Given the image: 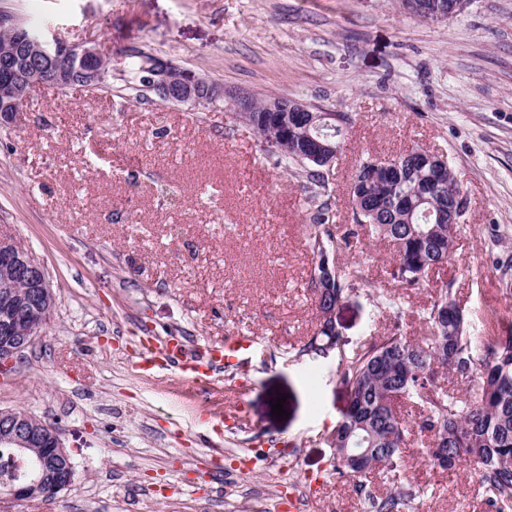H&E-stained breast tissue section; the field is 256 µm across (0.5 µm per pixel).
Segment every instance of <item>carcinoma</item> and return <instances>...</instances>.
Wrapping results in <instances>:
<instances>
[{
	"label": "carcinoma",
	"mask_w": 512,
	"mask_h": 512,
	"mask_svg": "<svg viewBox=\"0 0 512 512\" xmlns=\"http://www.w3.org/2000/svg\"><path fill=\"white\" fill-rule=\"evenodd\" d=\"M154 60L141 51L126 54L128 89L140 97L149 90L145 65ZM268 99H254L251 128L285 168L300 169L313 192L326 190V168L305 157L311 140L338 147L343 129L308 125L305 112H269ZM374 159L359 161L354 175L352 217L356 229L343 236L388 239L395 244L393 276L404 287L420 285L426 273L448 261L460 223H448V207H466L461 189L449 167L437 165L412 148L385 162L377 180L365 183L362 174ZM330 207L323 203L309 225L308 245L315 258L311 287L315 308L327 311L340 304L356 285L365 282L362 269L344 270L335 259L340 241L330 224ZM432 336L427 340L396 333L380 336L338 355L337 373L347 388L348 402L327 435L336 449L333 470L355 479V489L367 497L371 512H403L429 489L400 483L394 491L377 497L367 491L373 471L384 469L398 476L404 466L408 436L418 431L428 439L424 460L434 468L451 469L465 461L478 464L475 479L494 512H512V336L493 340L471 332L468 318L457 305L452 285L442 289L428 312ZM339 334L321 321L314 336L298 355L324 357L337 348ZM477 376L475 395L461 399L437 384L448 372ZM404 398H414L422 408L421 421H408L397 412ZM355 448L368 451L363 471L353 469L348 455ZM448 463H442L443 458ZM39 467L36 456L0 447V492L15 472Z\"/></svg>",
	"instance_id": "obj_1"
}]
</instances>
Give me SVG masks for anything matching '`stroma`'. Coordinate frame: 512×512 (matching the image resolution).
<instances>
[{
  "instance_id": "35a3bbf8",
  "label": "stroma",
  "mask_w": 512,
  "mask_h": 512,
  "mask_svg": "<svg viewBox=\"0 0 512 512\" xmlns=\"http://www.w3.org/2000/svg\"><path fill=\"white\" fill-rule=\"evenodd\" d=\"M1 13L95 47L112 88L41 86L0 121V238L44 265L55 295L0 377V410L54 426L74 468L53 499L0 497V512H370L325 441L347 404L339 350L395 330L429 337L425 313L448 284L475 334L512 335V0H463L442 21L400 0H0ZM132 49L223 85L224 103L135 98ZM239 94L346 118L328 175L336 224L351 221L367 154L444 155L466 200L448 263L417 287L394 279L387 242L338 253L404 312L358 287L328 356L298 353L317 324L307 228L321 200L238 121ZM166 336L252 345L201 393L174 369H140ZM404 455L406 477L433 488L416 512H489L474 463L439 474L420 445Z\"/></svg>"
}]
</instances>
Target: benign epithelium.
<instances>
[{"mask_svg": "<svg viewBox=\"0 0 512 512\" xmlns=\"http://www.w3.org/2000/svg\"><path fill=\"white\" fill-rule=\"evenodd\" d=\"M15 35L14 45L0 52V117L23 111L29 91L36 86L70 87L66 72L71 65L83 68L87 90L101 86L106 79V71L99 64L102 56L93 47L33 39L21 27L15 28ZM148 79L150 88L183 105L200 106L224 97V87L205 77L183 72L172 78L170 63L164 59L148 71ZM53 304L44 265L17 245L0 240V310L6 320L0 328L1 372L9 371L14 359L40 335ZM47 438L59 455L69 458L54 427L22 411H0L1 445L31 452ZM49 486L42 470L22 476L4 494L17 501L29 500L46 496Z\"/></svg>", "mask_w": 512, "mask_h": 512, "instance_id": "1", "label": "benign epithelium"}]
</instances>
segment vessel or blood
<instances>
[{
  "mask_svg": "<svg viewBox=\"0 0 512 512\" xmlns=\"http://www.w3.org/2000/svg\"><path fill=\"white\" fill-rule=\"evenodd\" d=\"M245 337H230L223 344L211 347L203 356H189L185 345L178 339L168 340L161 348L163 359L175 367L192 385L207 386L214 376L231 367L241 350L250 347Z\"/></svg>",
  "mask_w": 512,
  "mask_h": 512,
  "instance_id": "b4317fda",
  "label": "vessel or blood"
}]
</instances>
